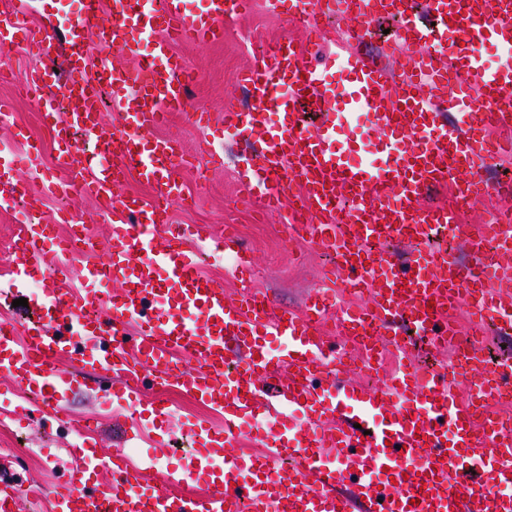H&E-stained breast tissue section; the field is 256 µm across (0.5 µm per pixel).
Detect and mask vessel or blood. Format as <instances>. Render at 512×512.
I'll return each instance as SVG.
<instances>
[{"label":"vessel or blood","instance_id":"vessel-or-blood-1","mask_svg":"<svg viewBox=\"0 0 512 512\" xmlns=\"http://www.w3.org/2000/svg\"><path fill=\"white\" fill-rule=\"evenodd\" d=\"M390 2L400 72L357 50L372 21L388 12L377 0H343L356 24L341 52L314 67L293 41L276 43L238 80L250 105L226 103L220 126L260 146L238 173L241 193L270 209L296 196L287 235L333 255L334 278L366 293L359 310L339 318L341 345L319 329L326 294L310 296L300 314L278 310L259 293L227 300L223 285L199 269L196 225L160 237L173 202L184 196L175 173L182 150L177 139L153 131L183 111L195 81L175 47L221 41L225 21L246 12L250 0H207L199 14L185 0H112L105 16L100 0H84L64 35L33 31L43 64L29 72L25 88L56 132L62 175L47 176L39 147L25 142L31 164L24 173L0 156V178L10 179L0 206L89 196L110 235L106 261L86 263L80 290L69 294L57 286L67 268L54 221L24 225L12 267L20 282L42 274L43 321L22 343L11 323L0 322V373L64 422L65 392L88 380L134 408L155 391L149 418L131 424L138 435L150 420L168 418L163 396L173 388L224 415L221 429L194 432L196 447L224 460L204 491L175 492L187 478L202 477L203 464L158 483L132 471L124 449L102 458L86 440L68 450L72 466L52 491L55 512H512V416L484 413L476 399L458 401L452 389L475 377L487 395L512 399V360L487 368L476 341L488 307L502 317L498 333L512 335V237L501 238L496 259L473 271L425 236L429 225H441L477 255L498 223L512 222L508 210L496 223L458 220L460 205L475 206L497 190L482 169L512 153L511 140L489 135L512 130V66L484 60L486 44L512 45V0ZM334 10V0L288 3L309 24ZM24 29L19 12L1 11L0 48L13 47ZM149 29L157 35L145 54L140 36ZM91 37L134 66L92 63L85 53ZM336 68L347 72L345 85L327 80ZM107 91L121 124L103 118ZM355 113L379 138L368 165L348 160L355 144L346 124ZM132 172L152 185V200L114 195ZM435 187L450 188L451 205L423 204ZM395 239L410 246L409 259L389 249ZM212 248L233 254L237 272L251 270L234 231L214 235ZM105 306L106 322L96 315ZM460 306L472 315L465 334L449 316ZM402 323L425 331L438 349L459 341L456 365L424 379L400 371L369 392L347 386L350 361L380 368L387 337ZM271 336L284 339L281 354L269 349ZM63 356L77 368L61 369ZM255 418L266 424L264 450L240 454V425ZM328 449L335 463L325 461ZM468 456L482 470L467 468ZM33 495L31 483L1 478L0 512H21Z\"/></svg>","mask_w":512,"mask_h":512}]
</instances>
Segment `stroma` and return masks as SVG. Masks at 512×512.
<instances>
[{
  "instance_id": "stroma-1",
  "label": "stroma",
  "mask_w": 512,
  "mask_h": 512,
  "mask_svg": "<svg viewBox=\"0 0 512 512\" xmlns=\"http://www.w3.org/2000/svg\"><path fill=\"white\" fill-rule=\"evenodd\" d=\"M350 24V19L344 16L324 18L318 28L311 29L290 17L286 7L274 9L266 0H254L249 13L225 23L222 41L206 47L178 45V53L197 75L189 94L190 107H205L213 120H220L225 102L242 96L237 85L240 74L265 55L275 42L295 40L306 61L310 62L336 51ZM36 63L35 56L26 46H17L11 52V71L0 80V146L9 147L14 155H23L25 148L15 141L13 134L17 128H24L31 139L41 143L45 163L50 166L54 163L53 135L42 125L37 106L18 88L19 82ZM159 133L178 135L184 151L192 156L203 157L211 148L210 130L196 128L184 112L172 113ZM245 148L244 142L227 140L222 145L223 166L196 164L182 169L179 179L185 193L194 196L195 202L188 210L173 207V223L197 224L209 232L220 231L227 225L234 227L254 258L248 278L238 277L224 256L210 255L209 240L202 239L197 243L203 253L201 272L222 282L228 297H239L243 286L248 284L263 290L280 307L299 313L310 294L325 290L333 295L335 304L334 311L327 314V323L335 325L337 310L357 308L362 305V298L348 295L333 285L330 269L334 260L331 256L304 241L286 240L284 212L267 211L259 199L241 197L237 185V157ZM61 208L76 215L91 230L97 242H105L109 224L94 199L51 197L43 205L45 216L50 218ZM19 220L18 210L0 211V319H8L20 329L32 317L33 311L14 306L9 289L8 246L21 228ZM68 398L73 418L97 421L94 438L99 454H106L126 442L138 446V439L130 437L126 431L123 415L113 414L111 404L100 403L94 392L80 387L69 392ZM168 399L173 412L159 425L164 444L150 451L154 459L150 474L156 478L181 468L192 457L190 424L207 422L217 429L223 423L215 410L186 393L174 391ZM2 413L7 414L10 425L19 429L21 444L16 448L0 449V475L14 474L46 490L60 480L68 468L64 450L72 440L71 430L41 403L26 400L23 390L0 375ZM29 448L49 449L51 456L46 462L32 463L25 454Z\"/></svg>"
}]
</instances>
